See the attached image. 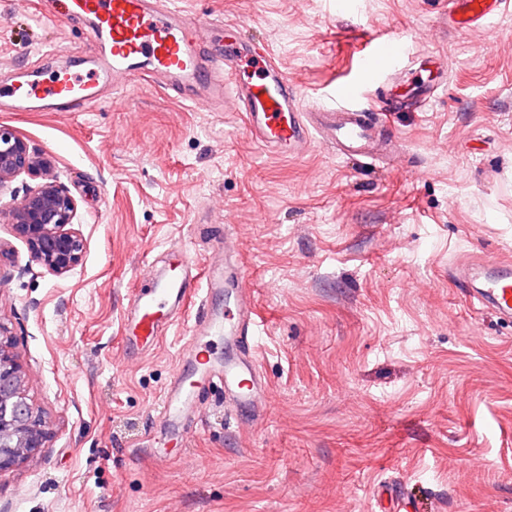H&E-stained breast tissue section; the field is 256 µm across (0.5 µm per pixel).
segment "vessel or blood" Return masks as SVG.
I'll return each mask as SVG.
<instances>
[{
	"instance_id": "obj_1",
	"label": "vessel or blood",
	"mask_w": 512,
	"mask_h": 512,
	"mask_svg": "<svg viewBox=\"0 0 512 512\" xmlns=\"http://www.w3.org/2000/svg\"><path fill=\"white\" fill-rule=\"evenodd\" d=\"M63 13L91 21L94 44L103 45L105 60L95 67L57 79L49 85L21 84L9 88L12 96H35L59 112H87L98 101L100 83L121 79L152 82L164 77L179 90L188 86L201 91L197 101L208 106L232 90L255 139L273 152L302 154L315 134L336 144L344 159L371 158L378 119L374 107L360 104L353 84L336 90L337 104L308 113L300 92L275 64L270 50L252 51V43L238 34V24L228 21L187 23L167 0H62ZM505 0H449L450 10L460 12L466 24L488 23L501 12ZM403 53L401 43L380 38L366 59L377 71L383 60ZM434 79L419 80L413 93L391 90L390 102L416 98L427 101L436 91ZM170 262L177 275L154 279L147 288H136L120 325L126 355L156 348L160 340L184 316L188 302L197 310L191 334L164 389L158 421L171 433L184 437L202 421L200 393L217 386L229 397L231 414L257 405L260 382L254 357L258 314L247 287V270L231 235L221 237L218 250L205 261L173 245ZM230 294L233 306L214 307L213 297ZM473 306L491 307L512 318V269L486 265ZM233 337L243 348L241 357L219 362L211 351L213 338Z\"/></svg>"
}]
</instances>
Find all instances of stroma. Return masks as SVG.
I'll return each mask as SVG.
<instances>
[{"instance_id": "1", "label": "stroma", "mask_w": 512, "mask_h": 512, "mask_svg": "<svg viewBox=\"0 0 512 512\" xmlns=\"http://www.w3.org/2000/svg\"><path fill=\"white\" fill-rule=\"evenodd\" d=\"M270 44L305 108L354 81L378 105L419 55L445 80L392 113L383 163L311 140L260 146L232 93L208 107L158 82L101 85L90 112L0 102V124L49 155L77 203L85 252L55 276L0 220V319L52 429L0 475V512H512V321L474 307L460 266L512 265V8L451 30L448 0H177ZM58 0H0V83L90 57L88 22ZM403 41L380 80L371 40ZM237 239L262 326L263 408L233 418L223 393L183 442L156 410L192 323L123 362L130 290L171 243L205 257Z\"/></svg>"}]
</instances>
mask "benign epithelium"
<instances>
[{
	"instance_id": "7a95c632",
	"label": "benign epithelium",
	"mask_w": 512,
	"mask_h": 512,
	"mask_svg": "<svg viewBox=\"0 0 512 512\" xmlns=\"http://www.w3.org/2000/svg\"><path fill=\"white\" fill-rule=\"evenodd\" d=\"M52 167L51 157L32 150L16 131L0 125V190L22 174L43 177L21 203L7 211L0 207V219H7L15 235L27 242L36 264L61 276L80 264L85 244L73 228L76 201L51 178ZM48 437V422L28 397L14 335L0 321V474L46 447Z\"/></svg>"
}]
</instances>
